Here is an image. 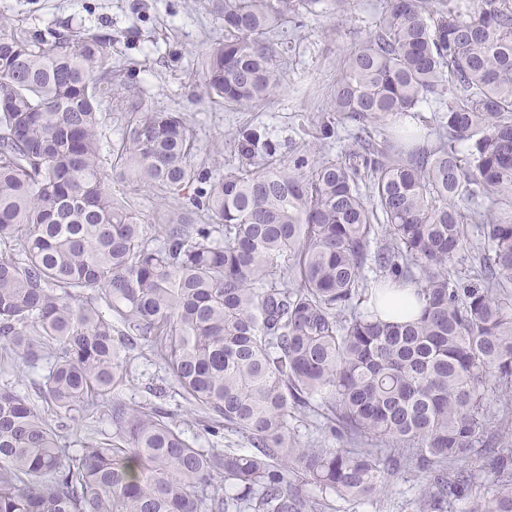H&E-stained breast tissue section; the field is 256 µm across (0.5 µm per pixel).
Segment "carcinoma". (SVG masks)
<instances>
[{
	"label": "carcinoma",
	"mask_w": 512,
	"mask_h": 512,
	"mask_svg": "<svg viewBox=\"0 0 512 512\" xmlns=\"http://www.w3.org/2000/svg\"><path fill=\"white\" fill-rule=\"evenodd\" d=\"M315 3L205 0L224 23L205 94L234 111L266 102L284 26ZM120 76L112 38L0 16V349L13 371L52 359L40 393L58 417L85 423L110 401L113 429L71 450L63 424L0 384V512H325L326 495H385L408 465L415 512H447L477 445L496 492L472 512H512V0H386L318 118L323 140L355 128L337 161L285 162L243 127L250 163L215 176L191 163L182 117L144 108ZM428 100L442 105L432 140ZM389 118L403 122L377 128ZM110 171L191 207L151 233ZM467 224L470 285L448 274ZM407 287L418 314L384 318ZM139 343L204 432L254 451L196 448L158 408L112 400ZM314 399L332 435L383 447H301L288 416Z\"/></svg>",
	"instance_id": "carcinoma-1"
}]
</instances>
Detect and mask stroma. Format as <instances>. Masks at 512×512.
<instances>
[{
  "label": "stroma",
  "mask_w": 512,
  "mask_h": 512,
  "mask_svg": "<svg viewBox=\"0 0 512 512\" xmlns=\"http://www.w3.org/2000/svg\"><path fill=\"white\" fill-rule=\"evenodd\" d=\"M381 10L382 0H318L292 31L293 49L281 88L255 109L231 112L203 93L200 62L224 29L200 0H0V15L25 30L94 28L112 37V63L128 68L142 90L145 108L181 113L195 139L193 163L207 165L216 157L226 169L243 162L236 132L244 126L266 130L284 154L310 150L320 158L337 160L352 147L346 129L320 141L315 125L328 106L343 58L374 32ZM127 363L132 384L121 392L122 402L163 408L195 447L250 451L247 439L238 434L213 437L200 429L147 347L129 350ZM155 385L165 387L164 396L152 394ZM419 492L420 482L407 468L394 480L388 496H333L328 512H414Z\"/></svg>",
  "instance_id": "stroma-1"
}]
</instances>
